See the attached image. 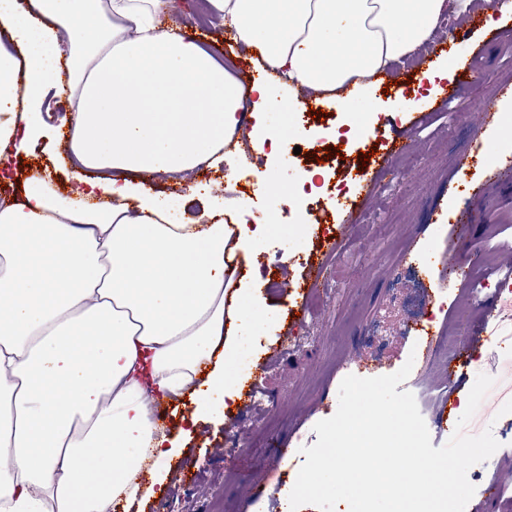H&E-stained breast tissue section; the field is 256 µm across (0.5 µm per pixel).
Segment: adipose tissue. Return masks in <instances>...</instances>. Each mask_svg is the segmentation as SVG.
Returning a JSON list of instances; mask_svg holds the SVG:
<instances>
[{"mask_svg":"<svg viewBox=\"0 0 512 512\" xmlns=\"http://www.w3.org/2000/svg\"><path fill=\"white\" fill-rule=\"evenodd\" d=\"M447 0H207L288 90L345 95L383 111L371 79L427 47ZM177 0H0V177L54 131L48 97L71 113L69 162L89 170L62 194L29 167L22 197L0 199V512H109L142 494V455L180 451L151 402L191 397L186 431L237 394L239 324L265 315L238 257L271 232L228 224L223 207L174 220L133 176L220 165L242 126L279 152L252 86L248 120L232 73L197 42L163 30ZM246 306H235L237 296ZM204 389H196L199 374Z\"/></svg>","mask_w":512,"mask_h":512,"instance_id":"ef3b65f1","label":"adipose tissue"}]
</instances>
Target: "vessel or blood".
<instances>
[{
    "label": "vessel or blood",
    "instance_id": "1",
    "mask_svg": "<svg viewBox=\"0 0 512 512\" xmlns=\"http://www.w3.org/2000/svg\"><path fill=\"white\" fill-rule=\"evenodd\" d=\"M475 220L471 208H464L455 221L443 218L442 211H434L431 222L423 232L412 238L408 255L417 260L425 277L432 281L433 287L428 296L429 303L446 308L448 292L469 294L470 267L465 263L451 264L446 260L449 247L458 246L465 239V232ZM448 334V319L434 316L427 323L414 321L405 326V344L415 350V363L407 380L401 383V390L417 391L422 384L419 375L424 368L434 362H441V381H452L456 388H463L468 380L470 360L476 357L478 350L488 347L489 337L482 332H474L465 337L458 350L451 355H441L443 339ZM397 369L396 364L384 359H369L350 352L336 367L337 378L353 374L359 377H375L390 374ZM418 408L429 429L431 444L440 447L448 440V424L454 418V401L450 396H442L435 404L426 399H418Z\"/></svg>",
    "mask_w": 512,
    "mask_h": 512
}]
</instances>
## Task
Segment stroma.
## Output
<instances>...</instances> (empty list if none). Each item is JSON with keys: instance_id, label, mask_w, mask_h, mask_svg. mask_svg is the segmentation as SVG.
<instances>
[{"instance_id": "stroma-1", "label": "stroma", "mask_w": 512, "mask_h": 512, "mask_svg": "<svg viewBox=\"0 0 512 512\" xmlns=\"http://www.w3.org/2000/svg\"><path fill=\"white\" fill-rule=\"evenodd\" d=\"M164 28L179 30L202 45L233 75L254 66L256 54L241 44L222 18L203 19L193 9L163 18ZM499 38L484 55H477L481 34L449 38L438 29V44L450 45L442 56L403 59L390 72L396 83L375 84L376 98L394 103L400 96L415 97L417 112L428 119L412 135V149L394 159L379 175L375 196L359 202L357 221H336V198L326 194L328 184L354 194L356 184L348 168H360L364 153H383V144L355 132L341 145L340 158L317 163L315 150L337 144V124L328 120L332 103L302 123L309 94H288L266 115L268 127L287 129V144L300 154H278L269 159L252 152L228 155L220 169L194 170L189 182L206 188L213 203L225 211L269 218L274 229L258 247L255 260L242 262V272L259 287L260 302L270 320L259 331L241 330L237 356L264 366L263 394L257 410L236 400L209 423L199 425L185 441L184 451L168 462L170 476L160 479L155 469L139 470L137 477L150 494L131 510L116 512H252L267 508L260 492L273 473L281 471L276 446L287 440L300 418L327 390L341 353L355 350L366 355L396 359L402 351L401 334L406 323L428 318L424 300L430 285L415 264L405 260L407 242L430 220L433 209L447 202L449 212L464 208L472 187H480L482 217L473 224L470 238L482 247L484 258L472 273V285L493 307L489 319H481L468 298H454V314L448 332L457 338L481 329L492 339L480 358L472 360L470 376L486 374L495 383L466 427L467 434L491 430L499 449L485 462L472 467L468 478L478 490L465 512H512V413L501 407L512 400V303L497 290V281L512 268V257L500 250L501 241L512 239V185L497 182L503 164L512 159V129L482 122L486 104L497 112L512 113V99L502 88L512 86V13L498 28ZM478 61L484 76L462 85L449 111L439 92L414 83L424 66H447L453 81L460 82L465 63ZM316 170L317 192L307 195L300 210H272L270 200L256 182L269 172L280 190L295 187L302 174ZM340 241L327 274L341 279L340 288L311 301L312 309L298 317L292 297L265 290L270 274L279 280H300L308 266L323 257V242ZM497 483L498 500L483 505L479 493Z\"/></svg>"}]
</instances>
